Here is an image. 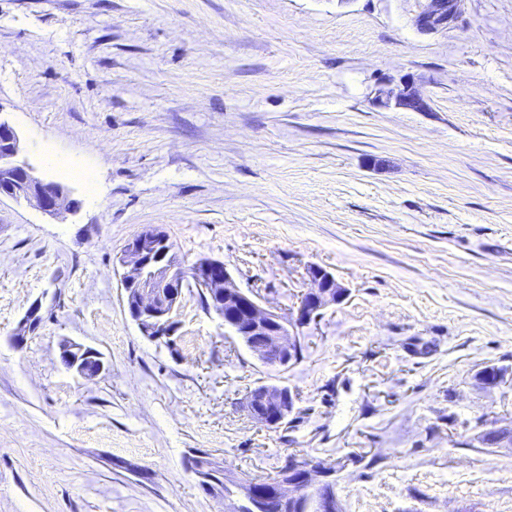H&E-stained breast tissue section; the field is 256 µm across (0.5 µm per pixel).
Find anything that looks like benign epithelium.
<instances>
[{
  "instance_id": "7a95c632",
  "label": "benign epithelium",
  "mask_w": 512,
  "mask_h": 512,
  "mask_svg": "<svg viewBox=\"0 0 512 512\" xmlns=\"http://www.w3.org/2000/svg\"><path fill=\"white\" fill-rule=\"evenodd\" d=\"M463 0H427V6L414 19V26L422 34L444 32L453 27L460 15ZM375 103L412 112L430 110L428 99L411 80H403L395 87L379 90ZM20 137L15 128L0 119V196L25 200L43 212L56 216L69 213L75 207L65 189L58 183L36 177L27 163L19 159ZM121 274L124 302L131 319L142 335L153 341L172 342L176 333L173 313L179 306L183 293L182 264L168 244L166 234L156 227H147L133 238L117 258ZM224 266L219 260L202 259L194 268L196 288L214 302L210 306L219 317H224V304L238 302L247 307V322L236 328L235 335L264 336L263 346L253 349L265 364L287 367L295 364L303 328L318 320L322 311L342 302L347 296L346 287L320 265L307 267L308 285L312 298L300 299L294 317L287 319L263 308L256 296L238 286L229 272L216 278L211 270ZM61 354L71 363V369L82 377L100 373L103 362L99 354L78 344L63 346ZM297 395L288 387L262 384L247 393L243 405L258 423L277 428L294 413ZM486 432L477 436L480 444L491 448L512 447V426L492 429V440L483 441ZM302 471L298 481L281 480L276 485L275 500L280 508L302 498L306 487L320 486L334 476L337 468L325 464L297 463ZM197 476L205 481L222 477L224 486L231 493L224 496V512H267L269 505L261 493L259 482L237 476L221 465H198Z\"/></svg>"
}]
</instances>
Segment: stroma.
Instances as JSON below:
<instances>
[{
    "instance_id": "35a3bbf8",
    "label": "stroma",
    "mask_w": 512,
    "mask_h": 512,
    "mask_svg": "<svg viewBox=\"0 0 512 512\" xmlns=\"http://www.w3.org/2000/svg\"><path fill=\"white\" fill-rule=\"evenodd\" d=\"M0 0V117L78 209L0 197V512H224L195 451L267 480L340 464L343 512H512V0ZM417 85L426 112L377 106ZM76 159L99 192L56 170ZM183 266L224 262L290 315L315 263L349 290L289 367L262 363L184 290L147 339L112 261L143 228ZM40 325L13 337L33 304ZM98 351L82 379L60 359ZM260 384L298 395L272 430ZM427 6L414 19L422 34H434L452 28L461 12L463 0H427ZM64 355L66 359L71 363L70 369L74 370L78 375L82 377H91L100 373L103 369V362L99 354L91 349L86 348L78 344L64 345L61 351V356ZM93 356L95 358V364L93 367H88L85 363V359ZM296 400V393L288 387L262 384L247 393L243 405L258 423L268 428H277L294 413Z\"/></svg>"
}]
</instances>
